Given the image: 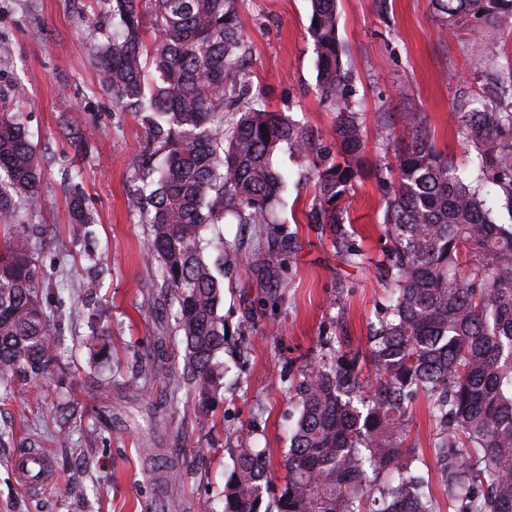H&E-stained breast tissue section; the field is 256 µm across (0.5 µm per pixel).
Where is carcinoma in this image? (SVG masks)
I'll return each instance as SVG.
<instances>
[{"label":"carcinoma","instance_id":"cac0c4a2","mask_svg":"<svg viewBox=\"0 0 512 512\" xmlns=\"http://www.w3.org/2000/svg\"><path fill=\"white\" fill-rule=\"evenodd\" d=\"M120 34L93 65L123 110L144 114L149 160L128 199L151 233L147 262L158 266L153 304L169 308L184 349L181 384L203 413L222 387L224 258H204L202 233L231 214L267 224L283 203L284 149L307 156L299 122L264 107V90L245 78L237 0H150L156 37L144 40L141 0H106ZM318 93L344 94L347 73L336 0H310ZM448 29L490 27L512 15V0H439ZM238 115L224 126L215 118ZM410 139L390 170L384 211L392 244L379 264L390 304L366 352L339 349L311 359L294 387L298 418L286 458L288 480L269 499L265 457L237 449L224 474L222 512H512V224L497 221L483 196L501 188L512 202V94L460 116L459 134L477 154L465 178L423 137L419 113L401 121ZM336 157L313 162L314 222L339 249L360 255L341 206L367 175L357 113L336 114ZM37 147L19 116L0 113V218L39 189ZM72 221L93 234V218L74 192ZM263 266L293 252L294 235L277 228ZM44 230L14 224L0 246V379L41 382L55 360L51 317L41 297L34 242ZM375 381L363 378L366 363ZM423 396L435 433L431 454L442 479L440 508L429 473L405 441L413 401Z\"/></svg>","mask_w":512,"mask_h":512}]
</instances>
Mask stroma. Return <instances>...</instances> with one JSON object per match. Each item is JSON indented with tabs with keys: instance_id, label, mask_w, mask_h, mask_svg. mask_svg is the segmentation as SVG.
Segmentation results:
<instances>
[{
	"instance_id": "stroma-1",
	"label": "stroma",
	"mask_w": 512,
	"mask_h": 512,
	"mask_svg": "<svg viewBox=\"0 0 512 512\" xmlns=\"http://www.w3.org/2000/svg\"><path fill=\"white\" fill-rule=\"evenodd\" d=\"M345 47L346 99L360 114L367 168L393 165L403 142L384 141L383 120L420 113L428 142L460 173L477 159L458 133L459 115L482 108L508 82L484 47L512 57V17L500 26L449 30L433 0H338ZM246 48L244 71L261 86L268 109L306 127L315 153L336 151V105L317 91L316 53L308 33L310 0H238ZM106 0H0V109L19 113L36 144L42 178L37 195L19 207L20 224L48 226L37 241L41 297L60 334L56 362L39 383L0 381V428L13 441L0 447V512H220L224 472L241 437L266 454L270 482L288 472V431L297 418L293 388L302 366L333 350V339L365 347L389 304L377 263L390 245L383 226L384 190L376 177L357 182L342 205L356 228L359 263L344 260L329 231L310 223L313 170L308 159L279 154L288 178L277 221L296 248L273 273L262 270L265 234L228 220L203 233L224 245V302L229 330L221 360V398L199 412L175 373L183 349L171 320L150 313L146 282L156 269L143 260L150 228L127 206L138 188L146 128L121 111L91 63V49L111 37ZM82 174L80 190L94 218L92 240L75 236L64 178ZM102 268L97 301H82L85 269ZM110 345L99 389L92 379L90 333ZM36 444L48 479L22 485L15 457ZM168 459L184 481L162 482Z\"/></svg>"
}]
</instances>
